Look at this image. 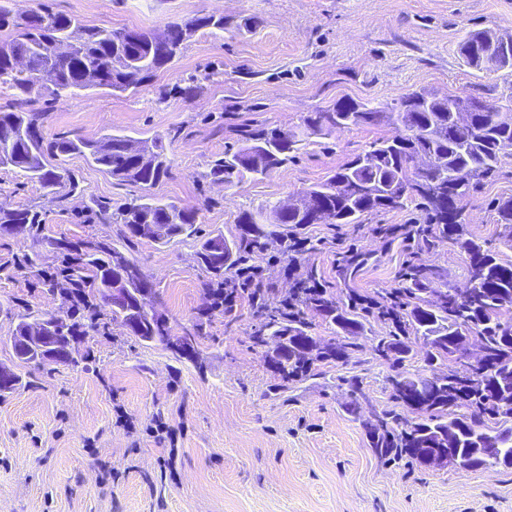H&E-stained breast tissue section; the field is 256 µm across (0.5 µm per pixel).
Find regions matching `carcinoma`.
<instances>
[{
  "label": "carcinoma",
  "instance_id": "cac0c4a2",
  "mask_svg": "<svg viewBox=\"0 0 512 512\" xmlns=\"http://www.w3.org/2000/svg\"><path fill=\"white\" fill-rule=\"evenodd\" d=\"M257 24L253 17L234 22L199 14L169 22V43L163 44L151 29L87 27L44 4L25 16L15 13L8 0H0V33H7L0 38V84L8 83L19 95L27 96L37 73L46 70L52 76L48 91L55 99L88 90H135L174 61L190 39L189 29L224 31L231 26L247 31ZM64 39L79 42L78 49L68 55H48L50 46ZM460 54L470 67L512 74V47H504L499 30L467 33L460 41ZM461 101L462 110L450 112L446 103L424 99L422 91L406 92L376 106L341 98L327 109L309 113L298 129L260 127L245 132L237 148L227 149L215 161L210 170L213 180L232 185L247 176L265 177L288 162L311 136L341 128L398 125L405 135L374 140L368 150L352 156L327 180L314 185L311 208L290 199L242 211L239 235L231 241L221 233L205 239L197 261L209 276L212 302L208 310L222 312L224 279L237 274L247 256L263 248L272 234L270 227L361 224L368 215L419 202L429 223L439 225V235L460 243L466 253L465 290L432 287V269L419 266L410 285L402 289L407 311H392L374 300L375 308L395 328L393 334L378 338L379 353L397 367L404 365L413 334L426 342L429 365L446 362L448 372L425 378L398 372L390 377L391 398L413 417L382 412L376 422L366 425L369 448L382 460L405 458L422 466V454L434 443L463 468H512V324L501 321L503 310L512 309V262L501 261L484 243L466 237L459 223V204L494 178L504 158L512 155V94L486 99L463 95ZM43 119L42 112L0 111V166L21 170L47 196L62 190L72 196L79 188L69 172L49 162L61 154L82 155L112 177L143 189L155 186L171 172L172 160L159 138L147 142L106 135L96 142L59 139L47 145ZM143 146L150 148L146 161ZM419 155H434L440 163L416 169L413 161ZM495 211L502 237L512 244V196L498 199ZM97 216L104 224L123 225L120 238L126 245L139 237L167 242L192 232L197 211L142 196L114 212L103 206ZM10 224L21 229L23 238L33 237L40 230L41 213L0 205L3 233H10ZM55 246L61 255V276L70 285L64 299L81 311L79 320L73 314L56 317L60 335L83 336L102 324H115L143 342L157 334L151 312L155 285L117 241L58 239ZM128 278L135 287L146 289V294L133 298L126 308L106 310L99 302V289ZM254 301L261 321L252 338L259 346L276 342L274 349L266 351L265 362L281 377V390L288 389L290 382L313 376L316 361L350 358V343L339 340L317 345L307 332L302 308L315 309L346 336L362 330V319L371 312L353 297L340 304L323 292L301 295L293 312L263 294H254ZM473 335L483 345V359L475 366L454 367L463 343ZM195 344V336L186 333L173 354L189 360ZM439 432L445 436L442 443L437 440ZM478 446L490 452L476 455L473 449Z\"/></svg>",
  "mask_w": 512,
  "mask_h": 512
}]
</instances>
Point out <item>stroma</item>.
Returning a JSON list of instances; mask_svg holds the SVG:
<instances>
[{"label": "stroma", "instance_id": "1", "mask_svg": "<svg viewBox=\"0 0 512 512\" xmlns=\"http://www.w3.org/2000/svg\"><path fill=\"white\" fill-rule=\"evenodd\" d=\"M43 3L90 27L160 30L204 13L254 16L259 24L242 33L197 31L168 69L134 92L56 100L38 87L22 99L0 84V110L46 113V141L162 138L172 169L150 193L197 210L198 233L167 243L138 238L125 253L153 281L157 308L175 335L202 326L191 360L116 327L83 336L79 349L89 358L79 366L18 360L8 337L19 315L69 311L44 284L60 265L51 240L117 238L120 225L95 222L91 207L115 208L142 190L78 154L55 159L83 190L62 200L45 197L24 172L0 167V204L43 214L39 238L0 235V366L21 378L0 398V512H512L511 470L388 463L370 450L365 421L373 410L395 407L392 369L375 351L391 323L368 315L348 362L317 364L316 376L279 390L262 348L250 340L257 317L248 299L199 321L207 275L195 257L201 239L238 236L240 212L324 181L353 154L396 133L379 125L314 136L267 177L232 187L213 181V161L237 145L244 128H292L341 98L377 104L422 89L512 92L502 74L472 69L458 53L466 32L512 30V0H11L18 12ZM176 85L195 93L161 99ZM508 196L512 156L465 201L463 222L470 237L512 262L494 211L495 201ZM425 221L412 203L361 224H313L296 232L310 242L297 263L340 302L402 288L409 245L402 235L375 229ZM346 250L352 262L338 265ZM27 254L36 255L35 264L24 263ZM421 260L438 287H463L459 244L434 239ZM250 261L263 266L278 295L292 290L279 238ZM354 380L369 399L355 413Z\"/></svg>", "mask_w": 512, "mask_h": 512}]
</instances>
